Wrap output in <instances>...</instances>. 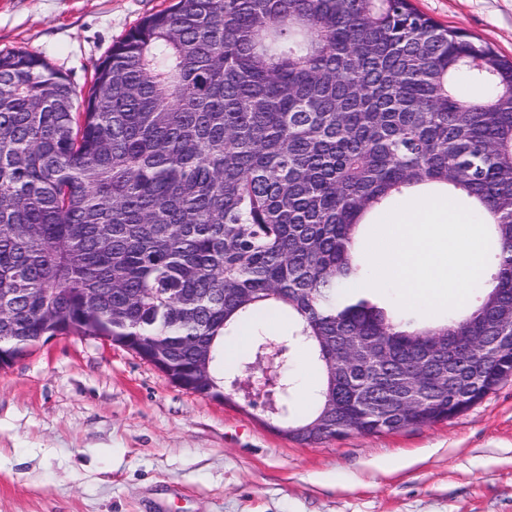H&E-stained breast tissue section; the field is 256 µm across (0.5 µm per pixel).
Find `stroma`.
I'll use <instances>...</instances> for the list:
<instances>
[{
    "label": "stroma",
    "mask_w": 512,
    "mask_h": 512,
    "mask_svg": "<svg viewBox=\"0 0 512 512\" xmlns=\"http://www.w3.org/2000/svg\"><path fill=\"white\" fill-rule=\"evenodd\" d=\"M512 57V0H413ZM169 0H0V51L79 88ZM263 399L172 384L120 344L54 336L0 370V512H512V378L426 427L302 443Z\"/></svg>",
    "instance_id": "stroma-1"
}]
</instances>
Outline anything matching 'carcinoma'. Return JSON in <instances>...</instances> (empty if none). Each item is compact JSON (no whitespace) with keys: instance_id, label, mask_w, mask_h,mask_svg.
Wrapping results in <instances>:
<instances>
[{"instance_id":"carcinoma-1","label":"carcinoma","mask_w":512,"mask_h":512,"mask_svg":"<svg viewBox=\"0 0 512 512\" xmlns=\"http://www.w3.org/2000/svg\"><path fill=\"white\" fill-rule=\"evenodd\" d=\"M432 185L472 200L496 234V268L463 316L397 319L367 282L357 235L393 199ZM512 59L421 13L412 0H172L95 67L87 91L40 55L0 52V346L22 357L61 334L131 351L160 338L185 389L224 385V337L259 318L291 323L316 355L299 441L407 428L379 416L386 390L433 337L451 362L426 421L465 412L512 376L459 354L512 336ZM350 336L384 338L331 375ZM211 378L199 382V355ZM336 397V407L328 404Z\"/></svg>"}]
</instances>
